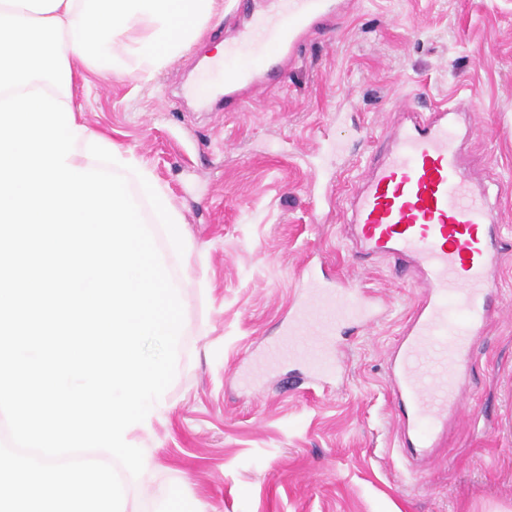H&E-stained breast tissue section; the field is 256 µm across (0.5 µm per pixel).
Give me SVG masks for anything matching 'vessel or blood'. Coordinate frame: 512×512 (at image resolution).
I'll return each mask as SVG.
<instances>
[{"label": "vessel or blood", "mask_w": 512, "mask_h": 512, "mask_svg": "<svg viewBox=\"0 0 512 512\" xmlns=\"http://www.w3.org/2000/svg\"><path fill=\"white\" fill-rule=\"evenodd\" d=\"M241 21L224 43V109L240 112L281 85L303 46L327 22L342 23L354 0H228ZM463 105L430 115L408 110L379 161L353 183L348 222L366 254L401 261L421 293L387 357L388 384L401 422L404 455L427 461L448 417L464 413L460 380L498 306L501 227L488 194L474 186L457 148ZM383 315L380 300L350 296L343 283L308 275L298 287L283 336L309 330L308 347L276 346L257 371L281 361L305 368L319 384L340 377L337 336Z\"/></svg>", "instance_id": "vessel-or-blood-1"}]
</instances>
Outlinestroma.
Returning a JSON list of instances; mask_svg holds the SVG:
<instances>
[{
  "label": "stroma",
  "instance_id": "1",
  "mask_svg": "<svg viewBox=\"0 0 512 512\" xmlns=\"http://www.w3.org/2000/svg\"><path fill=\"white\" fill-rule=\"evenodd\" d=\"M228 13L146 79L89 71L72 90L79 120L152 172L189 241L164 255L185 329L166 409L133 435L146 464L126 481L129 512H154L175 490L198 512L512 507V0H362L241 112L186 93L223 82L197 58L215 55ZM455 97L478 111L459 143L506 237L504 312L462 382L470 416L414 473L398 452L386 356L419 287L394 260L356 253L345 194L373 136L400 122L398 101L427 113ZM310 265L381 296L386 315L340 337L338 383L313 390L283 368L242 389L238 372L274 342Z\"/></svg>",
  "mask_w": 512,
  "mask_h": 512
}]
</instances>
